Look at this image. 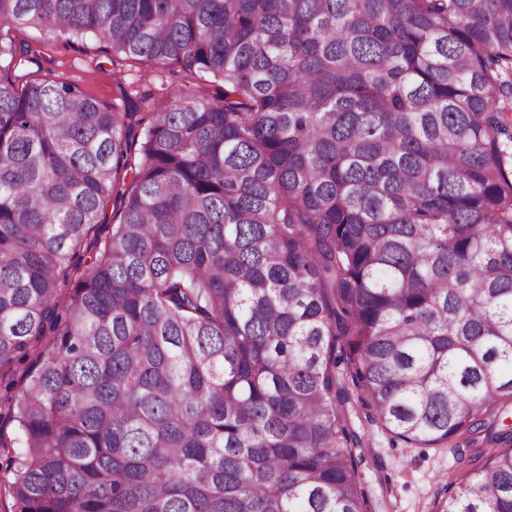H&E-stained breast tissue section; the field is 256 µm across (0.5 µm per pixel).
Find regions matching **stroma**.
<instances>
[{
  "instance_id": "35a3bbf8",
  "label": "stroma",
  "mask_w": 512,
  "mask_h": 512,
  "mask_svg": "<svg viewBox=\"0 0 512 512\" xmlns=\"http://www.w3.org/2000/svg\"><path fill=\"white\" fill-rule=\"evenodd\" d=\"M10 37L31 47L26 70L38 80L70 82L103 103L123 108L133 99L141 116H148L170 85L182 74L152 63L113 57L94 37L68 40L64 35L18 28ZM368 461L360 479L365 487L367 512H434L448 482L460 472L453 455L444 448H410L374 426H362Z\"/></svg>"
}]
</instances>
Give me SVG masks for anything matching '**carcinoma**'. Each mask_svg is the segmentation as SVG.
Here are the masks:
<instances>
[{"label": "carcinoma", "instance_id": "obj_1", "mask_svg": "<svg viewBox=\"0 0 512 512\" xmlns=\"http://www.w3.org/2000/svg\"><path fill=\"white\" fill-rule=\"evenodd\" d=\"M21 27L185 73L137 162L136 113L29 78ZM509 143L512 0H0L18 512H364L357 407L490 431L435 512H512ZM117 187L114 190L111 198L108 200L105 212L107 216L106 224H101L99 226V234L101 236H105L108 232L112 231V224L119 223V213L122 209L121 200L117 195V190H121L124 188V182L128 183L130 181L129 176L125 173V168H120L118 173L115 175Z\"/></svg>", "mask_w": 512, "mask_h": 512}]
</instances>
